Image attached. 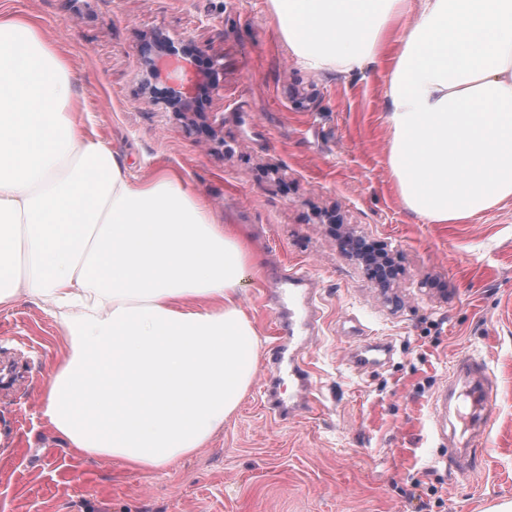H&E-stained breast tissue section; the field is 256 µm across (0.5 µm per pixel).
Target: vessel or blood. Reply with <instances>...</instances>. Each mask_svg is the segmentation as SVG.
<instances>
[{
  "instance_id": "b4317fda",
  "label": "vessel or blood",
  "mask_w": 512,
  "mask_h": 512,
  "mask_svg": "<svg viewBox=\"0 0 512 512\" xmlns=\"http://www.w3.org/2000/svg\"><path fill=\"white\" fill-rule=\"evenodd\" d=\"M311 278L306 271L294 267L282 273L279 281L281 294L289 300L302 301L301 309H289L288 324L284 334L277 339L278 354L272 363L273 379L287 378L300 394H308L311 373L300 356L304 344L302 333L315 324L319 312L310 292ZM390 353L387 342L378 340L354 352L350 364L356 371L382 364ZM439 406L434 421L439 436H446L452 423H459L462 430H471L486 424L493 406V392L489 371L485 363L473 355L458 358L451 367L448 381L437 392Z\"/></svg>"
}]
</instances>
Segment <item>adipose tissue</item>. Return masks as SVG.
<instances>
[{"label":"adipose tissue","instance_id":"ef3b65f1","mask_svg":"<svg viewBox=\"0 0 512 512\" xmlns=\"http://www.w3.org/2000/svg\"><path fill=\"white\" fill-rule=\"evenodd\" d=\"M313 71L385 78L403 205L457 224L512 200V0H270ZM65 58L0 10V307L44 305L66 350L41 414L80 456L166 468L222 431L262 340L239 285L262 258L164 164L80 118Z\"/></svg>","mask_w":512,"mask_h":512}]
</instances>
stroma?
I'll list each match as a JSON object with an SVG mask.
<instances>
[{
  "mask_svg": "<svg viewBox=\"0 0 512 512\" xmlns=\"http://www.w3.org/2000/svg\"><path fill=\"white\" fill-rule=\"evenodd\" d=\"M36 17L76 76L81 118L127 156L155 162L240 225L263 256L240 284L264 340L236 414L198 452L162 471L85 460L56 442L39 405L65 347L28 297L0 309V512H489L512 502V200L463 224L408 211L387 165L380 75L298 65L269 0H0ZM164 31L221 73L206 114L145 101L140 44ZM345 235L337 237L335 225ZM377 245L394 279L378 287L346 244ZM316 283L320 315L303 358L309 404L265 408L282 268ZM374 340L390 359L356 373ZM480 357L493 412L469 471L445 469L433 402L453 362ZM421 487H414V480Z\"/></svg>",
  "mask_w": 512,
  "mask_h": 512,
  "instance_id": "obj_1",
  "label": "stroma"
}]
</instances>
